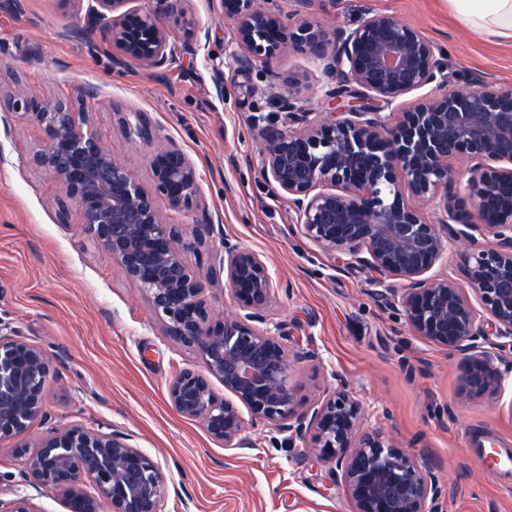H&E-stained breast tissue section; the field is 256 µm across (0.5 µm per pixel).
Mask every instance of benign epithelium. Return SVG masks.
Masks as SVG:
<instances>
[{"label": "benign epithelium", "mask_w": 512, "mask_h": 512, "mask_svg": "<svg viewBox=\"0 0 512 512\" xmlns=\"http://www.w3.org/2000/svg\"><path fill=\"white\" fill-rule=\"evenodd\" d=\"M75 9L83 24L70 33L120 70L138 65L164 73L172 64L209 57L210 32L200 27L188 0H57ZM235 21V72L248 77L257 63L296 48L335 80L325 96L349 95L356 104L341 112H314L292 94L279 95L278 123L256 112L250 123L261 140L262 179L288 200L297 231L332 255L339 269L369 270L403 282L404 288L374 293L384 308L403 316L417 335L461 356L464 398L499 400L512 378V87L493 88L484 77L448 88L443 48L420 29L378 13L355 28L327 30L306 14L292 24L283 0H219ZM179 30L181 36L174 37ZM103 42L93 41L95 34ZM427 93L384 116L379 103ZM82 89L54 99L0 91V112L20 114L44 128L46 142L33 156L74 203L82 223L146 295L166 335L197 349L204 369L185 368L172 380L168 398L180 416L199 421L226 448H252L238 404L263 423L288 434L321 459L335 462L355 512H439L448 488L431 467L399 448L379 429H363L362 408L342 375L336 389L301 410L293 385L295 365L317 357L290 353L288 334L269 326L265 310L274 290L260 256L228 238L208 250L224 271L234 310L216 319L206 283L183 259L188 246L180 225L166 220L198 205L197 168L176 143L154 148L146 163L151 189L105 148L90 126ZM125 128L149 140L148 116L114 113ZM455 158L468 161V178L457 188ZM437 207L431 219L420 205ZM194 244L206 246L214 220L201 210ZM485 244L476 246L479 240ZM459 252L470 293L449 278L426 276L448 250ZM55 371L40 348L0 324V442L23 434L45 416L46 388ZM236 401L220 398L211 378ZM23 459L22 481L50 488L70 512H158L166 481L153 459L114 430L53 428Z\"/></svg>", "instance_id": "obj_1"}]
</instances>
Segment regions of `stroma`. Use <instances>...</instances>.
<instances>
[{
  "label": "stroma",
  "mask_w": 512,
  "mask_h": 512,
  "mask_svg": "<svg viewBox=\"0 0 512 512\" xmlns=\"http://www.w3.org/2000/svg\"><path fill=\"white\" fill-rule=\"evenodd\" d=\"M196 21L211 32L209 59L194 70L171 65L164 75L134 66L114 70L108 56L63 38L77 23L56 0H25L19 14L0 11V89L57 97L92 88L91 123L106 146L150 187L146 157L173 139L192 157L216 232L249 248L268 265L274 292L270 323L285 325L290 351L318 357L293 375L301 408L335 387L340 372L370 428L434 468L448 484L442 512H512V477L484 471L479 443L512 442V399H465L458 392L462 359L416 336L396 311L381 308L376 289L400 280L340 271L333 259L295 230L287 199L260 178L261 141L250 126L255 109L272 112L266 75L297 78V98L318 112L339 106L324 92L332 80L309 56L292 50L258 64L250 79L235 76L233 19L219 0H189ZM389 13L420 28L447 50L448 79L470 75L512 85V40L484 39L467 29L448 0H313L310 16L330 27H355ZM224 92L214 89V65ZM143 112L154 137L119 126L114 108ZM45 140L22 116L0 126V323L53 359L46 416L18 440L0 442V503L32 495L37 512H69L46 489L32 493L20 479L16 444L34 443L52 426H91L128 434L166 479L161 512H355L334 462L291 447L282 434L248 425L253 447L227 448L203 426L179 416L168 387L182 369L203 366L196 349L165 336L141 288L91 238L78 209L62 203L56 180L31 157ZM187 267L205 278L214 318L232 309L222 272L188 251Z\"/></svg>",
  "instance_id": "35a3bbf8"
}]
</instances>
